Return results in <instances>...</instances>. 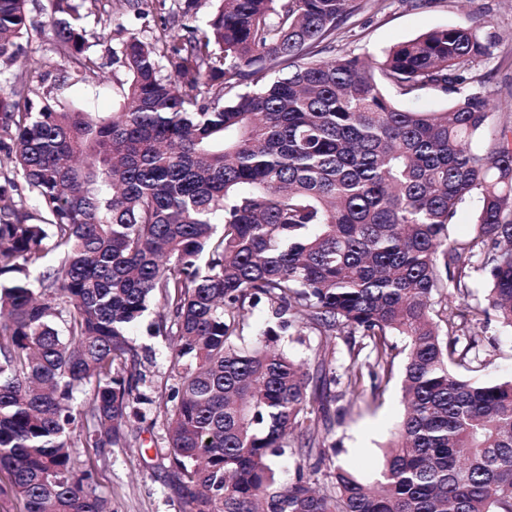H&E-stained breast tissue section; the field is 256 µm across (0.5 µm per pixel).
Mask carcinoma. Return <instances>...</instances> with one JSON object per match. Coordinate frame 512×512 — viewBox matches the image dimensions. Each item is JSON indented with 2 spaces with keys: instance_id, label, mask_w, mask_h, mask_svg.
Masks as SVG:
<instances>
[{
  "instance_id": "obj_1",
  "label": "carcinoma",
  "mask_w": 512,
  "mask_h": 512,
  "mask_svg": "<svg viewBox=\"0 0 512 512\" xmlns=\"http://www.w3.org/2000/svg\"><path fill=\"white\" fill-rule=\"evenodd\" d=\"M27 2L0 0L3 63ZM216 2L182 35L165 23L121 43L130 80L111 113L0 91V147L26 190L0 184V473L21 512H112L92 457L70 448L130 447L146 381L132 333L153 307L178 512H512V379L475 377L490 319L512 329V130L476 150L490 112L468 76L491 55L493 19L346 57L336 31L358 0ZM49 4L70 76L95 74L84 20L102 0ZM385 84L454 99L402 109ZM475 190L474 233L451 241ZM476 269L485 306L448 310ZM262 297L265 328L248 338ZM286 329L360 336L351 395L367 375L377 400L403 360L404 411L375 481L316 477L336 452L318 439L335 351L297 359L277 345ZM77 390L90 394L80 411ZM293 448L316 463L282 483L274 458Z\"/></svg>"
}]
</instances>
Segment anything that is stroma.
<instances>
[{"label": "stroma", "mask_w": 512, "mask_h": 512, "mask_svg": "<svg viewBox=\"0 0 512 512\" xmlns=\"http://www.w3.org/2000/svg\"><path fill=\"white\" fill-rule=\"evenodd\" d=\"M47 0H29L31 26L19 41L16 60L0 71L13 87L21 89L34 102L57 97L69 108L108 112L125 87L127 70L114 63L113 49L123 35L141 39L154 36L169 13L162 0H153L144 14L129 12L124 0H108L102 14L85 23L88 39L101 63L97 74L84 81L65 75L64 62L54 53L52 41L43 30ZM495 20L496 45L488 58L472 67L473 76H488L484 93L492 114L491 128L512 122L504 114L501 101L512 98V0H432L419 7L414 0H363V8L345 28L336 33V52L340 55L379 54L392 45L422 33L457 24L464 19ZM135 344L146 363L147 381L140 392L139 417L130 418L124 430L132 442L128 448H109L95 459L94 486L112 501V512H177L178 503L168 485L167 448L163 398L168 378L164 360H151L150 349L160 348L161 337L138 329ZM490 365L483 378L497 382L512 378V331L490 324L482 341ZM334 415L325 434L327 443L338 452L334 464L351 469L363 480L374 477V467L389 440L401 413L399 380H392L379 401L370 395L358 399L336 400Z\"/></svg>", "instance_id": "stroma-1"}]
</instances>
